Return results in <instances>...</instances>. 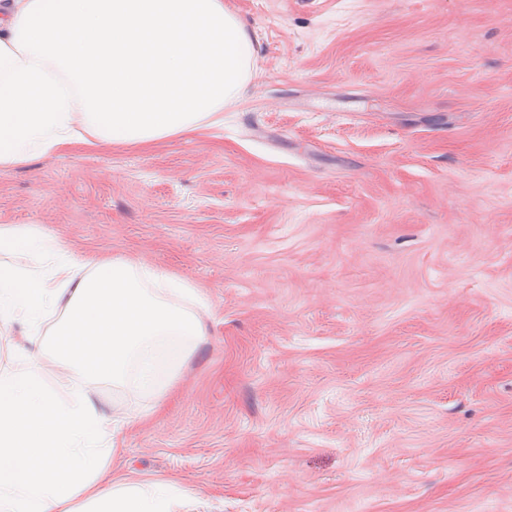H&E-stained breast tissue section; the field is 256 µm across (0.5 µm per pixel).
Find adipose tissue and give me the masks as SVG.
<instances>
[{
	"mask_svg": "<svg viewBox=\"0 0 512 512\" xmlns=\"http://www.w3.org/2000/svg\"><path fill=\"white\" fill-rule=\"evenodd\" d=\"M254 40L224 0H0V165L76 144L160 141L212 123L250 78ZM55 254L50 275L0 263V327L36 336L0 371V512H198L177 481L110 470L101 383L163 398L204 331L196 288L120 259L86 264L0 227V252ZM56 374L43 379L44 366Z\"/></svg>",
	"mask_w": 512,
	"mask_h": 512,
	"instance_id": "1",
	"label": "adipose tissue"
}]
</instances>
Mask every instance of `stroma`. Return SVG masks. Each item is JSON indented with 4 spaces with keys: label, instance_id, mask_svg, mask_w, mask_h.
Segmentation results:
<instances>
[{
    "label": "stroma",
    "instance_id": "stroma-1",
    "mask_svg": "<svg viewBox=\"0 0 512 512\" xmlns=\"http://www.w3.org/2000/svg\"><path fill=\"white\" fill-rule=\"evenodd\" d=\"M222 125L0 166V225L200 290L113 471L212 512H512V0H224Z\"/></svg>",
    "mask_w": 512,
    "mask_h": 512
}]
</instances>
